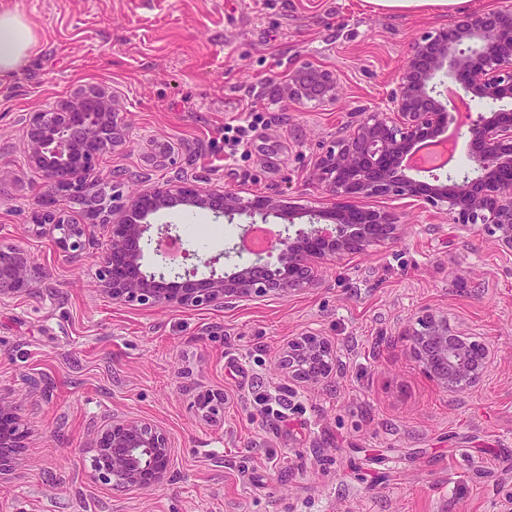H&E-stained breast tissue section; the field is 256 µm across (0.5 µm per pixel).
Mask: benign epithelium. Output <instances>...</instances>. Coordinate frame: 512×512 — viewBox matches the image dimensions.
Returning a JSON list of instances; mask_svg holds the SVG:
<instances>
[{"mask_svg":"<svg viewBox=\"0 0 512 512\" xmlns=\"http://www.w3.org/2000/svg\"><path fill=\"white\" fill-rule=\"evenodd\" d=\"M470 101L491 105L465 115L468 169L463 175L416 168L410 159L423 141L446 138L460 113L448 99L445 79ZM339 84L334 72L303 66L279 84L286 105L304 100L334 102ZM28 165L44 179L33 225L48 235L72 262L80 261L89 242L84 225L62 208L79 201L86 215L105 224L97 277L113 300L145 307H216L255 300L271 293L306 291L318 283L316 264L343 259L396 237L399 225L387 212L354 207L359 197L411 198L448 217L463 229L486 232L505 257H512V5L465 12L449 26L421 36L401 66L396 88L383 112H368L344 128L336 146L316 158L308 180L334 203L310 214L295 227L292 209L272 195L245 198L237 192L204 189L182 180L145 186L126 201L94 189L100 158L125 141L114 103L97 90L78 93L54 112H33L26 123ZM184 205L233 222L247 216L286 222L275 261L262 257L224 275L195 279L191 272L173 283L142 270L145 218ZM44 276L25 250H0V297L9 296ZM419 328L407 333L423 369L446 392L474 387L488 365V346L469 336L448 335V317L428 312ZM282 366L306 380L333 374L337 360L331 344L315 334L288 340ZM28 434L18 406L0 396V444L20 448ZM96 478L118 490L153 488L168 480L170 439L145 420L112 416L95 431Z\"/></svg>","mask_w":512,"mask_h":512,"instance_id":"benign-epithelium-1","label":"benign epithelium"}]
</instances>
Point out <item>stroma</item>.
Listing matches in <instances>:
<instances>
[{"mask_svg": "<svg viewBox=\"0 0 512 512\" xmlns=\"http://www.w3.org/2000/svg\"><path fill=\"white\" fill-rule=\"evenodd\" d=\"M11 2L39 46L0 89V250L27 251L46 277L0 298V390L30 423L0 468V512H512V259L486 233L410 199L356 198L396 214L399 236L320 260L306 292L184 309L113 301L95 285L96 251L74 264L32 227L43 182L25 119L87 89L114 95L127 130L97 165L99 188L123 168L326 207L314 160L359 113L384 109L415 40L453 14L366 0ZM304 65L337 73L336 102L277 99L275 83ZM233 120L252 132L229 158ZM213 221L182 205L155 214L196 230L175 265L147 246L146 270L202 279L244 264L233 236L211 242ZM429 311L491 348L456 399L405 337ZM308 333L333 344L335 376L283 368L289 340ZM209 395L224 398L217 412L200 404ZM115 414L168 433V481L118 495L94 479L93 429Z\"/></svg>", "mask_w": 512, "mask_h": 512, "instance_id": "stroma-1", "label": "stroma"}]
</instances>
